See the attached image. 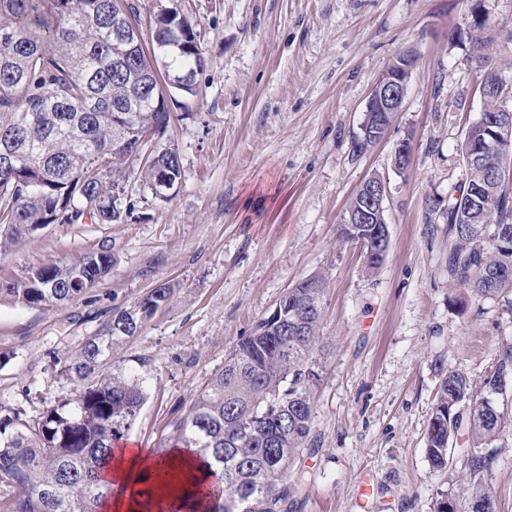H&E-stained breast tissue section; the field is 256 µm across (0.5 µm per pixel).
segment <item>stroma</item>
Returning a JSON list of instances; mask_svg holds the SVG:
<instances>
[{"label":"stroma","mask_w":512,"mask_h":512,"mask_svg":"<svg viewBox=\"0 0 512 512\" xmlns=\"http://www.w3.org/2000/svg\"><path fill=\"white\" fill-rule=\"evenodd\" d=\"M204 57L196 93L176 96L166 138L181 181L170 200L137 179L134 212L116 224L56 222L0 248V283L42 264L106 251L112 270L50 310L0 301V417L37 420L73 397L74 354L113 311L160 283L174 295L115 355L146 381L130 432L171 448L176 418L240 337L301 280L325 282L313 355L311 435L288 475V512H434L463 497L467 458L446 469L425 453L444 377L480 383L512 342L507 298L462 299L448 276L443 211L465 175L461 142L483 103L469 58L470 0H177ZM494 61L512 72V0H492ZM418 54L404 108L363 154L370 91L405 50ZM412 147L405 172L393 158ZM389 183L388 254L367 270L337 226L358 185ZM497 512H512V436L482 475Z\"/></svg>","instance_id":"obj_1"}]
</instances>
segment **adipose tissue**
<instances>
[{"label": "adipose tissue", "instance_id": "ef3b65f1", "mask_svg": "<svg viewBox=\"0 0 512 512\" xmlns=\"http://www.w3.org/2000/svg\"><path fill=\"white\" fill-rule=\"evenodd\" d=\"M155 473L166 495L190 489L192 484L205 480L207 466L194 449L173 448L166 454L165 465H158L142 451L125 447L117 449L113 462L105 473L106 478H119L125 488L124 494L108 501L104 512H141L137 504L136 479L140 474Z\"/></svg>", "mask_w": 512, "mask_h": 512}]
</instances>
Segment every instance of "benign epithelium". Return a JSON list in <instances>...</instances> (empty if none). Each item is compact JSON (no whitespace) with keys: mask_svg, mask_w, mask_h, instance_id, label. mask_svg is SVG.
<instances>
[{"mask_svg":"<svg viewBox=\"0 0 512 512\" xmlns=\"http://www.w3.org/2000/svg\"><path fill=\"white\" fill-rule=\"evenodd\" d=\"M401 62H392L378 78L369 95L366 111L396 113L403 109V103L412 70L416 66L415 54H400ZM481 100L492 101V131L484 143V148L469 153L465 158L468 169L483 165L484 153L488 152L498 159V166L487 171L483 182L469 190L460 202L459 210L465 214L467 224H475L482 219L484 213L483 194L488 185L512 182V96L503 92L496 94L488 88L477 87ZM360 198L359 204L343 214L341 223L350 225L353 239H362L364 230L361 224H371L375 217L382 214L384 201L389 195L388 182L385 179L371 176L365 179L356 191ZM376 248L371 257L374 260L385 256L389 247L388 226L374 230Z\"/></svg>","mask_w":512,"mask_h":512,"instance_id":"obj_1","label":"benign epithelium"}]
</instances>
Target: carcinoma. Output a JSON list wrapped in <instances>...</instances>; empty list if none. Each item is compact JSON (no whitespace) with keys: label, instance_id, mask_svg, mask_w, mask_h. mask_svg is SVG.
I'll return each mask as SVG.
<instances>
[{"label":"carcinoma","instance_id":"cac0c4a2","mask_svg":"<svg viewBox=\"0 0 512 512\" xmlns=\"http://www.w3.org/2000/svg\"><path fill=\"white\" fill-rule=\"evenodd\" d=\"M113 0H0V247L46 224L118 223L134 203L113 192L130 179L158 200L181 179L179 154L170 145L142 141L166 133L168 98L194 95L204 57L197 33L175 0L154 12L155 53L118 41ZM494 38L481 22L470 33L479 81L503 85L512 76L495 65ZM488 136L470 125L462 151ZM458 200L448 198L451 245L448 277L475 299L512 294V190L485 196L490 220L461 231ZM106 251L48 263L0 286V299L29 307L67 304L110 273ZM324 281L311 276L280 299L278 316L261 319L237 341L224 367L211 377L189 410L173 423L182 448L210 459L211 479L200 483L188 512H285L286 477L312 428L311 359L319 340ZM173 288L161 283L135 305L132 326L112 330L126 310L112 313L79 351L60 358L61 371L82 385L69 402L46 408L29 423L0 419V485L18 494L3 512H103L114 492L105 479L115 444L131 431L143 406L145 380L108 366L128 338L165 308ZM512 393V344L503 347L480 386L451 372L436 395L426 431L433 468L448 466V448L465 445L470 476L466 512H496L480 474L494 462L491 449L512 435V414L502 390Z\"/></svg>","mask_w":512,"mask_h":512}]
</instances>
